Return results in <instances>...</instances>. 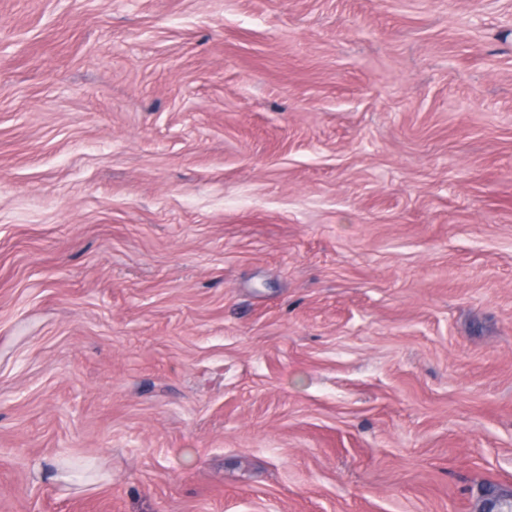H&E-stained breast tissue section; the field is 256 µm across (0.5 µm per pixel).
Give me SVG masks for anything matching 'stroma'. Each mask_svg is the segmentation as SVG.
<instances>
[{
  "label": "stroma",
  "instance_id": "1",
  "mask_svg": "<svg viewBox=\"0 0 512 512\" xmlns=\"http://www.w3.org/2000/svg\"><path fill=\"white\" fill-rule=\"evenodd\" d=\"M512 493V0H0V512Z\"/></svg>",
  "mask_w": 512,
  "mask_h": 512
}]
</instances>
